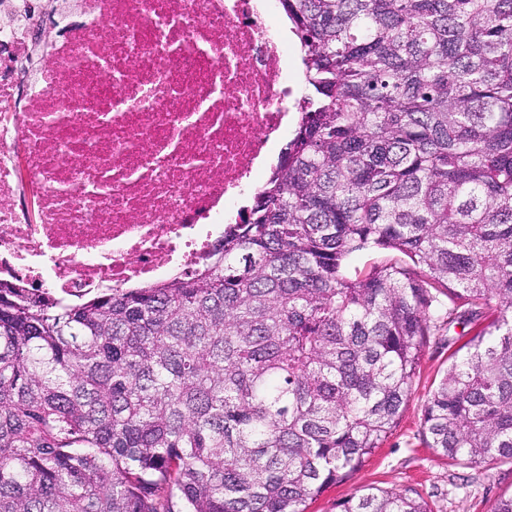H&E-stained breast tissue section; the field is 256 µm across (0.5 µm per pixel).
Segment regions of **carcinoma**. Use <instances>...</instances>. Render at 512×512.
I'll return each mask as SVG.
<instances>
[{"label": "carcinoma", "mask_w": 512, "mask_h": 512, "mask_svg": "<svg viewBox=\"0 0 512 512\" xmlns=\"http://www.w3.org/2000/svg\"><path fill=\"white\" fill-rule=\"evenodd\" d=\"M283 2L301 119L198 268L82 301L0 282V512H306L397 425L440 323L473 335L426 445L512 460V0ZM366 250L398 257L348 269Z\"/></svg>", "instance_id": "1"}]
</instances>
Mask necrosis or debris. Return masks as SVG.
Listing matches in <instances>:
<instances>
[{
  "label": "necrosis or debris",
  "mask_w": 512,
  "mask_h": 512,
  "mask_svg": "<svg viewBox=\"0 0 512 512\" xmlns=\"http://www.w3.org/2000/svg\"><path fill=\"white\" fill-rule=\"evenodd\" d=\"M282 0H0V281L83 299L194 270L299 88Z\"/></svg>",
  "instance_id": "obj_1"
}]
</instances>
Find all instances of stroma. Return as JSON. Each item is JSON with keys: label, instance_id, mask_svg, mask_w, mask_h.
Here are the masks:
<instances>
[{"label": "stroma", "instance_id": "1", "mask_svg": "<svg viewBox=\"0 0 512 512\" xmlns=\"http://www.w3.org/2000/svg\"><path fill=\"white\" fill-rule=\"evenodd\" d=\"M462 325L431 336L411 396L396 427L349 479L309 501L307 512H339L338 504L360 487L373 485L429 503L432 512H492L500 497L512 495V461L490 468L447 460L423 442L428 395L448 366V342L460 339Z\"/></svg>", "mask_w": 512, "mask_h": 512}]
</instances>
